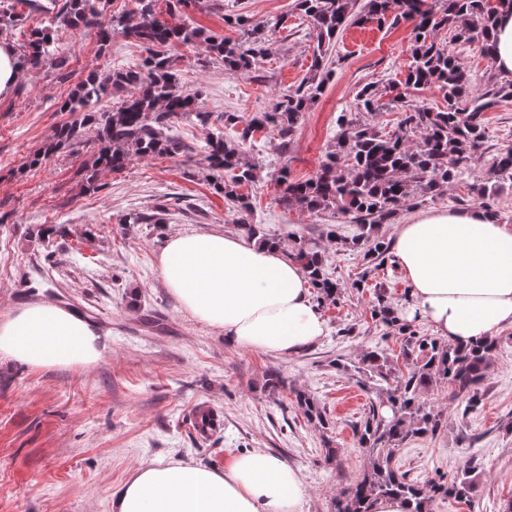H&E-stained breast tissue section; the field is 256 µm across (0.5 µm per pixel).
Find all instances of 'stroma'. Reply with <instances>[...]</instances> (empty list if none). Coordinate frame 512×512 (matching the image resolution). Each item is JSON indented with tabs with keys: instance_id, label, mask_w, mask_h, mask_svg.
Returning <instances> with one entry per match:
<instances>
[{
	"instance_id": "obj_1",
	"label": "stroma",
	"mask_w": 512,
	"mask_h": 512,
	"mask_svg": "<svg viewBox=\"0 0 512 512\" xmlns=\"http://www.w3.org/2000/svg\"><path fill=\"white\" fill-rule=\"evenodd\" d=\"M295 0H224L211 11L191 12L205 33L231 39L238 27L228 14L258 22L283 18L268 56L251 70L230 71L203 45L177 46L179 82L200 91L205 111L243 115L269 111L278 95L310 74L314 41ZM56 64L20 71L12 93L0 98V315L26 302L48 298L86 318L104 346L89 367L32 370L0 360V512H111L110 494L142 460H192L221 468L233 457L261 448L297 467L305 484L302 512H334L336 497L361 473L365 456L353 427L377 396L363 387L354 365L364 350L378 348L396 358L400 341L370 317L374 288L386 290L399 308L411 305L407 283L395 261L366 272L359 254L329 249L326 271L342 295L321 306L327 333L300 354L283 358L240 351L222 331L195 320L167 288L157 259L173 231L238 234L236 217L200 165L184 158L136 159L104 176L107 189L86 183L97 142L85 130L78 145L30 166L32 155L71 121L63 111L78 84L93 71L133 69L145 53L129 38L100 48L94 34L55 27ZM412 26L354 24L339 33L333 73L312 102L287 156L276 150L277 134L257 132L248 147L259 167L246 192L253 222L271 234L321 235L326 224L353 234L344 216L317 218L278 203L276 174L288 166L293 178L307 179L334 142L339 114L356 113L357 91L370 82L404 80L410 60ZM512 147V101L485 114L482 159L443 192L415 197L396 217L474 207V183L485 181L494 157ZM178 208H171V200ZM170 207L166 224L131 223V215ZM41 224H66L71 236L43 240ZM368 288L357 291L360 275ZM352 327L349 336L341 335ZM489 378L477 408L448 398L446 387L427 396L443 416L435 436L401 448L397 463L418 483L449 475L466 459L480 481L469 503L435 501L432 512H504L512 503V326L498 332ZM278 371L284 388L265 386ZM305 390L332 422L322 432L297 406ZM209 406L221 426L200 436L190 422L195 409Z\"/></svg>"
}]
</instances>
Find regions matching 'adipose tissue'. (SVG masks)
I'll use <instances>...</instances> for the list:
<instances>
[{"label": "adipose tissue", "mask_w": 512, "mask_h": 512, "mask_svg": "<svg viewBox=\"0 0 512 512\" xmlns=\"http://www.w3.org/2000/svg\"><path fill=\"white\" fill-rule=\"evenodd\" d=\"M392 245L413 300L402 318L422 319L437 336L464 344L512 326V226L482 208L433 211L396 225ZM158 266L182 308L239 350L288 358L326 332L302 267L283 249L219 232H174ZM101 357L98 331L53 301L0 317V359L70 369ZM304 497L300 471L257 449L221 470L141 463L114 488L112 512H302Z\"/></svg>", "instance_id": "ef3b65f1"}]
</instances>
